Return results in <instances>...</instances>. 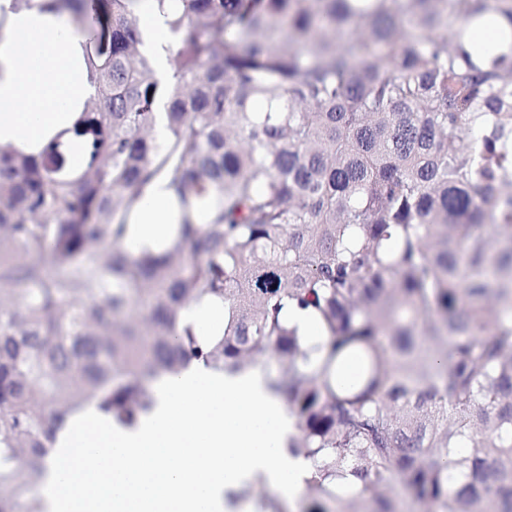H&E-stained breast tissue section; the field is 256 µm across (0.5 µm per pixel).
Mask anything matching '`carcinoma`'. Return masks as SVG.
<instances>
[{"instance_id": "1", "label": "carcinoma", "mask_w": 512, "mask_h": 512, "mask_svg": "<svg viewBox=\"0 0 512 512\" xmlns=\"http://www.w3.org/2000/svg\"><path fill=\"white\" fill-rule=\"evenodd\" d=\"M134 2L11 0L69 15L98 94L75 165L60 135L0 151V512H43L27 493L89 404L131 427L154 379L264 349L288 452L314 461L308 512H512V0H154L186 31L165 81ZM497 19L500 49L473 41ZM162 173L182 221L130 254ZM206 298L220 336L186 319ZM288 319L298 328L301 336L307 342H318L325 336V331L318 321L307 311L289 308Z\"/></svg>"}]
</instances>
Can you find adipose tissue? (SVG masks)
<instances>
[{
	"instance_id": "adipose-tissue-1",
	"label": "adipose tissue",
	"mask_w": 512,
	"mask_h": 512,
	"mask_svg": "<svg viewBox=\"0 0 512 512\" xmlns=\"http://www.w3.org/2000/svg\"><path fill=\"white\" fill-rule=\"evenodd\" d=\"M8 4L0 0V150L35 157L75 124L96 85L66 16ZM139 28L167 76L172 33L153 0H139ZM180 218L166 179L153 180L126 216L123 248L160 249ZM290 429L282 402L252 376L182 371L156 384L134 428L72 424L43 479L47 512H248L244 493L256 484L299 496L310 462L284 453Z\"/></svg>"
}]
</instances>
